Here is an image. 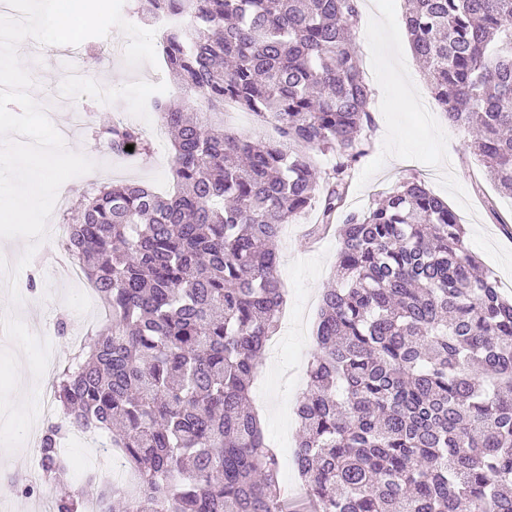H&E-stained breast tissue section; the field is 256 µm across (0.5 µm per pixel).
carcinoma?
Wrapping results in <instances>:
<instances>
[{
	"label": "carcinoma",
	"mask_w": 512,
	"mask_h": 512,
	"mask_svg": "<svg viewBox=\"0 0 512 512\" xmlns=\"http://www.w3.org/2000/svg\"><path fill=\"white\" fill-rule=\"evenodd\" d=\"M149 3L138 19L172 20L160 50L198 118L153 106L173 135V194L100 183L77 202L66 248L112 318L60 368L39 460L62 483V441L101 432L140 479L124 512H283L249 404L284 303L270 245L310 209L311 233L328 232L368 154L358 0ZM403 22L448 122L512 194V0H406ZM226 101L279 137L224 133ZM97 136L114 153L145 149L131 124ZM308 149L336 156L324 185ZM339 236L296 406L311 512H512V299L414 178L345 215ZM116 493L90 475L53 512L89 495L112 512Z\"/></svg>",
	"instance_id": "obj_1"
}]
</instances>
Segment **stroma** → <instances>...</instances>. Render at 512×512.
<instances>
[{
  "instance_id": "35a3bbf8",
  "label": "stroma",
  "mask_w": 512,
  "mask_h": 512,
  "mask_svg": "<svg viewBox=\"0 0 512 512\" xmlns=\"http://www.w3.org/2000/svg\"><path fill=\"white\" fill-rule=\"evenodd\" d=\"M405 0H361L354 24L355 46L360 68L370 89L367 110L372 117L368 133L370 149L356 165L343 205L344 212L366 209L373 199L384 196L409 179L421 181L444 199L466 231V244L473 255L496 279L504 295L512 297V196L501 193L485 174L480 158L466 147L467 133L449 124L436 104L423 68L414 57L402 20ZM383 27L384 35L371 39L370 32ZM21 62L35 85L31 90L41 106L53 107L58 121H65L70 110L85 109L90 126L77 135V142L91 144L88 157L95 170L69 179L65 198L57 199L50 223L62 220L88 189L90 182L106 177L115 182L135 180L158 191H172V146L169 136H156L161 122L156 112H137L133 106L150 83L169 89L178 98L175 81L165 63L128 69L123 59H113L112 70L121 79L112 81V98L100 103L94 80L74 87L64 80L66 49L54 46L49 57L23 52ZM416 95L418 105L401 107L404 93ZM124 110L128 120L138 125L152 144L147 154L122 161L110 159L92 128L113 113ZM316 221L315 211L303 214L284 241H276L278 274L286 294L288 316L282 323L275 350L266 352L261 375L251 389L253 404L265 422L266 441L274 442L280 459V481L289 497L303 493L293 465L298 423L294 413L297 396L305 388V371L315 349L314 329L319 298L324 288L336 282L337 231L312 239L308 229ZM61 262L53 245L38 244L30 264L19 280L35 278L36 285L26 292L28 301L39 310L31 331L47 335L51 352L66 361L72 345L82 339L94 316L80 282L63 276ZM66 318L68 334L56 333L59 318ZM72 469L65 483L47 486L49 496L80 489L84 475L92 469L109 470L108 459L97 448L72 438L66 443Z\"/></svg>"
}]
</instances>
